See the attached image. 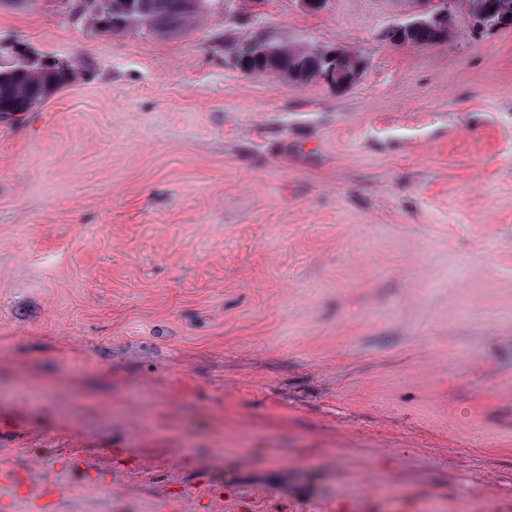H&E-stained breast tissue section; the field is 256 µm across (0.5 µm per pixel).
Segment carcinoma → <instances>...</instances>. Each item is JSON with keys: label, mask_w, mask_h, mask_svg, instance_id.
<instances>
[{"label": "carcinoma", "mask_w": 512, "mask_h": 512, "mask_svg": "<svg viewBox=\"0 0 512 512\" xmlns=\"http://www.w3.org/2000/svg\"><path fill=\"white\" fill-rule=\"evenodd\" d=\"M487 15L474 16L476 27L483 30L494 23L496 29L512 27V16L499 12V0H485ZM237 0H85L80 18L87 20L99 33L120 34L145 28L163 35H178L193 21L215 13L231 15ZM387 39L394 44L407 40L417 48H434L448 39L431 26H418L400 33L390 31ZM239 69L250 74L276 72L288 75L296 72L311 83L328 68L317 50L297 46H282L279 51L261 52L251 46L237 60ZM74 78V69L68 64L31 63L0 65V115L12 116L28 112L42 102L49 93L68 84Z\"/></svg>", "instance_id": "carcinoma-1"}]
</instances>
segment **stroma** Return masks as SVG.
Here are the masks:
<instances>
[{"mask_svg":"<svg viewBox=\"0 0 512 512\" xmlns=\"http://www.w3.org/2000/svg\"><path fill=\"white\" fill-rule=\"evenodd\" d=\"M418 8L0 7V61L79 71L0 117V505L512 512V29L391 44ZM256 35L360 73H245ZM236 5L237 0H85L79 18L86 19L99 33L145 28L174 36L203 16L231 15Z\"/></svg>","mask_w":512,"mask_h":512,"instance_id":"stroma-1","label":"stroma"}]
</instances>
